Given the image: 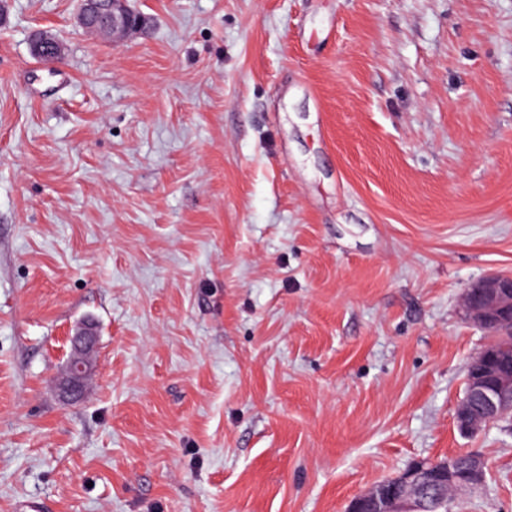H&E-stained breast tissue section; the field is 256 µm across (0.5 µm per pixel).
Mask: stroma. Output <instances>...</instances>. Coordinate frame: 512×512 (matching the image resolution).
I'll list each match as a JSON object with an SVG mask.
<instances>
[{"label":"stroma","mask_w":512,"mask_h":512,"mask_svg":"<svg viewBox=\"0 0 512 512\" xmlns=\"http://www.w3.org/2000/svg\"><path fill=\"white\" fill-rule=\"evenodd\" d=\"M134 5L116 48L0 0V512H345L461 450L448 512H512V421H456L463 291L512 273V0ZM31 49L35 55L43 56L46 59L45 63H52L62 56L61 42L46 31H37L34 34ZM97 342L93 326L85 325L70 338L71 351L64 373L57 379L61 396L68 401L78 400L93 369L90 355Z\"/></svg>","instance_id":"1"}]
</instances>
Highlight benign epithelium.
Segmentation results:
<instances>
[{
  "label": "benign epithelium",
  "instance_id": "obj_1",
  "mask_svg": "<svg viewBox=\"0 0 512 512\" xmlns=\"http://www.w3.org/2000/svg\"><path fill=\"white\" fill-rule=\"evenodd\" d=\"M76 19L84 30L110 37L115 47L148 24L129 0H79ZM31 49L48 63L62 56L61 42L46 31L34 34ZM463 308L471 323L509 339L507 345L487 344L469 363L456 419L462 433L476 435L491 424L512 419V368L506 365L512 358V274L493 273L472 281L464 290ZM96 342L91 325L71 336L67 366L57 379L64 399L76 401L81 397L92 371L90 355ZM485 474V462L477 454L457 470L448 468L445 461H418L355 496L347 512H430V504L443 495L448 482L457 479V490H472L483 485Z\"/></svg>",
  "mask_w": 512,
  "mask_h": 512
}]
</instances>
